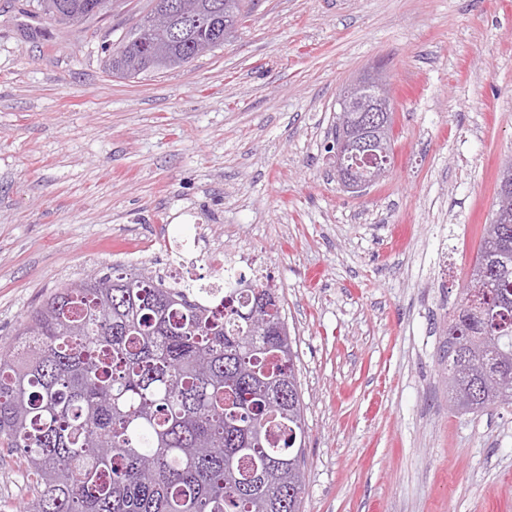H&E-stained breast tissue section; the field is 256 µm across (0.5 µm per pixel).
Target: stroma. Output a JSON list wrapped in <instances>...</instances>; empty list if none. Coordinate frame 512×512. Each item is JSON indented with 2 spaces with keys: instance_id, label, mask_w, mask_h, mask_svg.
Masks as SVG:
<instances>
[{
  "instance_id": "stroma-1",
  "label": "stroma",
  "mask_w": 512,
  "mask_h": 512,
  "mask_svg": "<svg viewBox=\"0 0 512 512\" xmlns=\"http://www.w3.org/2000/svg\"><path fill=\"white\" fill-rule=\"evenodd\" d=\"M150 0L77 29L0 0V347L55 289L190 245L281 296L304 402L301 512H512V405L448 407L444 330L512 160V0H254L223 46L113 76ZM391 78L393 159L361 192L338 100ZM0 448V512L24 500Z\"/></svg>"
}]
</instances>
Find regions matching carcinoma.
I'll list each match as a JSON object with an SVG mask.
<instances>
[{"label":"carcinoma","instance_id":"carcinoma-1","mask_svg":"<svg viewBox=\"0 0 512 512\" xmlns=\"http://www.w3.org/2000/svg\"><path fill=\"white\" fill-rule=\"evenodd\" d=\"M166 4L172 43L136 27L108 70L175 69L224 44L245 0ZM107 0H37L51 21L81 26ZM228 278L222 288L168 284L112 266L51 293L0 354V447L26 473L23 512H299L304 405L277 313L251 322L277 289ZM460 344L445 372L457 410L512 404L488 386L512 378V207L483 226L453 318Z\"/></svg>","mask_w":512,"mask_h":512}]
</instances>
